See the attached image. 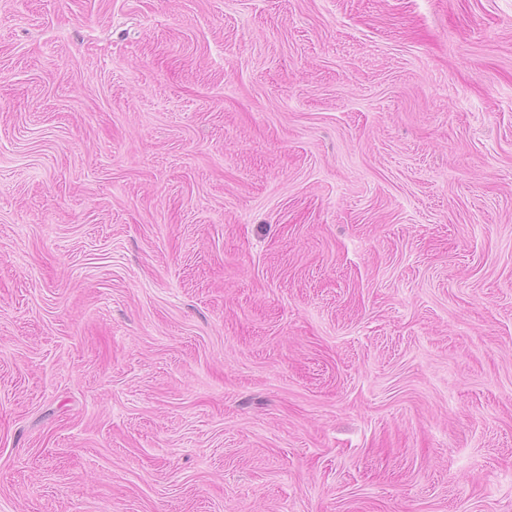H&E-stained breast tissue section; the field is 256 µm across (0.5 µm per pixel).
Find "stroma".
<instances>
[{
    "label": "stroma",
    "instance_id": "1",
    "mask_svg": "<svg viewBox=\"0 0 512 512\" xmlns=\"http://www.w3.org/2000/svg\"><path fill=\"white\" fill-rule=\"evenodd\" d=\"M0 512H512V0H0Z\"/></svg>",
    "mask_w": 512,
    "mask_h": 512
}]
</instances>
